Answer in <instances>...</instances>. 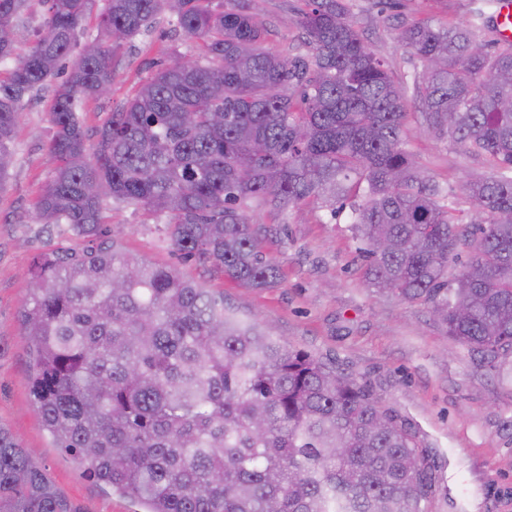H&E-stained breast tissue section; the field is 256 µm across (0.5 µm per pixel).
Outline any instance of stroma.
<instances>
[{
	"instance_id": "35a3bbf8",
	"label": "stroma",
	"mask_w": 512,
	"mask_h": 512,
	"mask_svg": "<svg viewBox=\"0 0 512 512\" xmlns=\"http://www.w3.org/2000/svg\"><path fill=\"white\" fill-rule=\"evenodd\" d=\"M470 0H400L398 13H378L372 0H354L351 18L373 50L404 83L416 69L398 38L400 20L432 19L458 24L468 18ZM270 34L267 45L289 56H309L296 24L304 0H264ZM193 54L167 12L124 46L112 61L108 102L87 100L80 119L89 144L96 131L170 50ZM52 89L29 100L13 148L15 165L0 188V425L35 451L55 485L83 512H143L130 498L86 477L69 455L53 448L28 388L32 355L21 334L20 306L30 286L29 268L42 252L81 247L82 238L56 226L34 223L42 187L54 168L48 146ZM420 115L406 118L407 147L458 211L469 208L464 183L484 171L462 147L419 132ZM105 223L122 227L126 251L152 264L174 267L223 295L239 317L258 319L275 339L312 353L354 375L372 389L384 408L405 418L428 448L438 491L428 512H512V359L496 369L478 368L467 349L454 344L425 307L401 301L389 291L366 287L362 241L351 229V211H332L308 199L281 213L255 209L253 221L278 227L265 240L277 259V287L254 290L215 270L210 263L181 260L163 220L142 209L103 203Z\"/></svg>"
}]
</instances>
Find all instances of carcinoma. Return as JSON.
Here are the masks:
<instances>
[{
	"mask_svg": "<svg viewBox=\"0 0 512 512\" xmlns=\"http://www.w3.org/2000/svg\"><path fill=\"white\" fill-rule=\"evenodd\" d=\"M44 2L22 49L28 0H0V60L16 59L0 81V185L25 103L54 86L56 167L36 215L87 244L41 254L20 311L30 395L54 446L144 512H427L434 466L407 420L198 281L129 254L101 201L167 217L184 257L256 289L279 283L260 247L277 229L252 223L249 207L347 203L367 287L430 307L495 368L512 357V41L476 35L494 16L478 7L465 24L400 22L422 66L410 92L347 0H305L308 60L267 47L254 0H103L100 36L68 71L97 0ZM163 9L200 52L171 51L111 113L90 160L81 103L111 89L114 52ZM412 107L436 137L489 163L467 181V223L406 148ZM0 512H82L2 425ZM46 8V5L40 0H30L28 2L27 14L24 15L17 33V40L20 47L30 45L35 39L36 32L46 16Z\"/></svg>",
	"mask_w": 512,
	"mask_h": 512,
	"instance_id": "1",
	"label": "carcinoma"
}]
</instances>
